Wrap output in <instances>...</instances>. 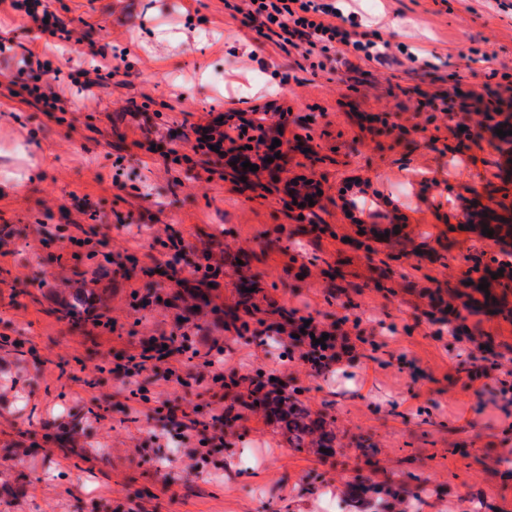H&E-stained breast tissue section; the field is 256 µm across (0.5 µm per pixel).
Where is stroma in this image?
<instances>
[{"label":"stroma","instance_id":"obj_1","mask_svg":"<svg viewBox=\"0 0 512 512\" xmlns=\"http://www.w3.org/2000/svg\"><path fill=\"white\" fill-rule=\"evenodd\" d=\"M337 22L373 41L385 62L299 50L259 39L224 0H41L80 42L28 30L0 4L13 46L54 77L61 111L23 94L29 76L0 56V512H329L355 476L398 487L388 512H512V410L500 392L512 370V283L472 285L512 237L467 225L512 224V100L480 136L461 117L419 106L420 92L457 98L512 74V0H328ZM125 56L127 74L80 90L72 71L95 52ZM224 79L216 89L212 79ZM229 112L288 115L278 179L236 181L207 163L205 136ZM318 185L294 205L292 183ZM366 200L358 208L356 200ZM224 253V277L194 315L190 272L152 271L157 230ZM52 241L34 249L37 228ZM102 240L99 258L62 246L61 231ZM265 326L280 309L343 324L348 355L315 372L224 313L246 281ZM78 288L81 320L58 317ZM494 305H485V297ZM110 307L104 332L93 319ZM193 334L250 376L264 370L300 388L332 421L334 455L290 447L264 409L243 410L224 445L203 451L188 420L210 422L237 391L205 380L162 390L156 371L121 381L114 369L152 336ZM106 372H99V365ZM158 412L130 421L133 397Z\"/></svg>","mask_w":512,"mask_h":512}]
</instances>
